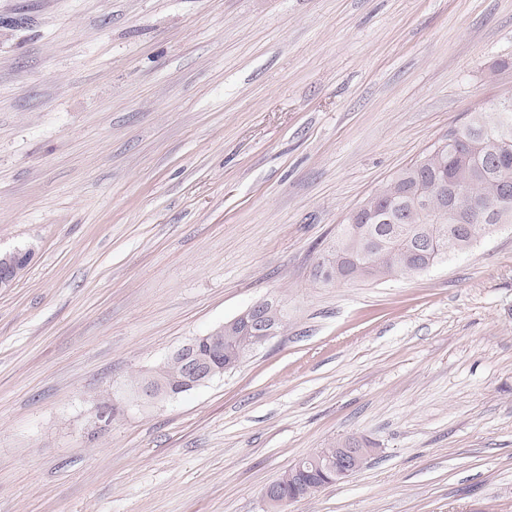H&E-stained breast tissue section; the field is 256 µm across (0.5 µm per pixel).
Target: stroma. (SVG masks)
Instances as JSON below:
<instances>
[{
    "label": "stroma",
    "instance_id": "stroma-1",
    "mask_svg": "<svg viewBox=\"0 0 512 512\" xmlns=\"http://www.w3.org/2000/svg\"><path fill=\"white\" fill-rule=\"evenodd\" d=\"M512 92V0H0V512H512V225L326 283L348 214ZM277 300L236 369L144 406L182 344ZM117 411L102 426V403ZM32 256L31 249H15L13 251H0V290L12 288L16 279L28 266V257ZM362 442H358L361 448H339L341 441L336 442L330 448H320L318 450L321 464L324 466L335 465L336 460V473L347 480L360 471L368 462L364 461L365 450L364 448L372 447L371 443L361 437ZM337 448V453H336ZM326 466V465H325ZM303 470L301 459H298L288 470L276 479V481L280 483L285 498L298 502L314 497L326 487L342 483L336 481V474L329 467H317L314 472L303 475L302 479L299 480L297 484L288 482V479L294 476H301Z\"/></svg>",
    "mask_w": 512,
    "mask_h": 512
}]
</instances>
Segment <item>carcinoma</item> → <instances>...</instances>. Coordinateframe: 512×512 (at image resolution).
I'll list each match as a JSON object with an SVG mask.
<instances>
[{"instance_id":"obj_1","label":"carcinoma","mask_w":512,"mask_h":512,"mask_svg":"<svg viewBox=\"0 0 512 512\" xmlns=\"http://www.w3.org/2000/svg\"><path fill=\"white\" fill-rule=\"evenodd\" d=\"M458 134L460 141L445 144L428 158L420 155V159H427L423 167H418L419 159L414 160L366 198L368 202L393 200L390 212L382 215L376 227L380 242L364 245L354 225H342L336 243L346 241L352 247H360L361 267L358 274L339 268L335 272L336 282L378 280L415 272L410 253L418 248L420 234L413 225L430 227L452 221L444 211L445 202L436 186L444 175L454 179L461 188L455 206L467 217L453 230L450 239L435 243L433 263L470 250L474 245L471 228L475 225L497 224L504 212L509 214L512 224V94L500 98L496 111L480 109L473 112L470 120L458 127ZM480 199L488 200L491 209L484 213L470 212L471 204ZM250 355L237 337L226 336L218 369H223L224 363L230 360L238 365ZM155 376L177 392H189L181 382L183 365L178 360L163 362L155 370ZM340 445L338 441L329 448L319 449L323 467L302 476L299 483L288 481L286 472L277 478L284 497L298 502L337 484L331 466L335 465L336 448Z\"/></svg>"}]
</instances>
